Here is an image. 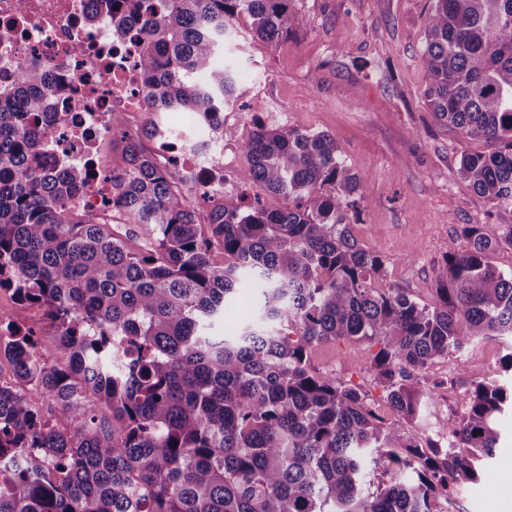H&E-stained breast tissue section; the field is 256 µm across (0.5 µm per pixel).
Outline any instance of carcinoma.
<instances>
[{
  "label": "carcinoma",
  "instance_id": "obj_1",
  "mask_svg": "<svg viewBox=\"0 0 512 512\" xmlns=\"http://www.w3.org/2000/svg\"><path fill=\"white\" fill-rule=\"evenodd\" d=\"M94 2L91 23L124 4L115 30L141 45L149 103L239 140L250 183L295 206L206 191L202 214L177 167L117 136V201L148 244L130 251L69 207L84 171L35 167L58 84L19 63L0 85V288L44 309L59 363L38 358L36 328L0 316L16 382L0 388V460L14 463L0 469V512H435L456 483L492 482L481 461L497 448L512 386L472 384L444 423L448 439L423 438L314 371L309 355L341 339L378 342L370 371L391 410L414 420L438 388H422L436 359L512 339V271L487 261L512 248V226L462 225L430 302L371 287L386 260L351 234L362 176L336 138L262 120L241 137L221 115L235 91L224 58L233 22L275 44L296 24L290 0ZM420 62L435 117L497 144L462 154L461 176L512 206V0H434ZM247 276L256 315L216 334ZM33 387L73 427L36 414Z\"/></svg>",
  "mask_w": 512,
  "mask_h": 512
}]
</instances>
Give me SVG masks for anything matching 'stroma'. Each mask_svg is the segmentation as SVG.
<instances>
[{
    "label": "stroma",
    "instance_id": "35a3bbf8",
    "mask_svg": "<svg viewBox=\"0 0 512 512\" xmlns=\"http://www.w3.org/2000/svg\"><path fill=\"white\" fill-rule=\"evenodd\" d=\"M433 0H291L298 25L277 45L251 39L238 21L224 46L237 69L239 98L226 124L248 134L254 118L285 128L336 137L347 162L364 174L356 240L386 259L375 288H401L432 301L445 258L461 244L464 224L512 225V207L495 206L459 173V158L492 151L437 120L427 105L428 80L420 65L425 19ZM378 346L370 340L315 348L312 367L353 383L384 408V390L369 371ZM504 343L485 340L463 355L435 360L428 380L441 381L421 418L405 427L418 435L440 432L462 412L474 382L504 379ZM501 439L490 465L492 484L461 481L437 512H512V413L501 416Z\"/></svg>",
    "mask_w": 512,
    "mask_h": 512
}]
</instances>
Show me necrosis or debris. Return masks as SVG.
Instances as JSON below:
<instances>
[{
    "instance_id": "obj_1",
    "label": "necrosis or debris",
    "mask_w": 512,
    "mask_h": 512,
    "mask_svg": "<svg viewBox=\"0 0 512 512\" xmlns=\"http://www.w3.org/2000/svg\"><path fill=\"white\" fill-rule=\"evenodd\" d=\"M92 7L91 0H0V77L20 59L52 71L60 84L50 101L55 132L45 140L39 164L85 169L72 209L103 224H125L129 218L117 203L106 147L117 114H125L124 131L134 138L149 106L137 43L115 32L109 11L87 23ZM153 155L159 165L187 170L197 186L224 188V153L214 143L159 133Z\"/></svg>"
}]
</instances>
